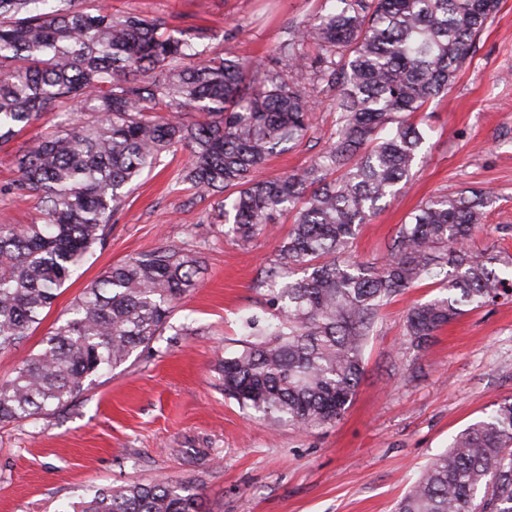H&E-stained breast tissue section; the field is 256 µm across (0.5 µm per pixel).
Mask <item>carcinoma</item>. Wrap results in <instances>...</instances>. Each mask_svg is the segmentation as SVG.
<instances>
[{"label":"carcinoma","instance_id":"carcinoma-1","mask_svg":"<svg viewBox=\"0 0 512 512\" xmlns=\"http://www.w3.org/2000/svg\"><path fill=\"white\" fill-rule=\"evenodd\" d=\"M38 1L46 11L32 8ZM499 0H334L286 32L267 65L227 49L209 56L158 19L72 0H0V144L62 117L17 161L8 186L38 196L43 223L0 225V350L41 323L58 291L104 243L112 216L161 154L187 148L181 181L222 200L243 242L294 212L258 287L277 323L247 325L218 359L224 394L273 425L337 421L364 371L379 311L412 285L443 277L446 294L409 309V344L425 347L468 306L512 298V278L471 243L488 197H430L400 225L386 258L351 253L360 225L413 177L425 142L414 116L448 91ZM321 51L311 62L303 47ZM336 91V140L302 172L256 173L310 130L311 86ZM161 246L84 289L38 353L0 380V426L67 407L163 332L199 272ZM453 272H448V268ZM303 272L293 277L295 270ZM73 512H202L185 484L131 482L80 498ZM395 512H512V397L458 433Z\"/></svg>","mask_w":512,"mask_h":512}]
</instances>
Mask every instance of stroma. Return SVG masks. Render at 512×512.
Instances as JSON below:
<instances>
[{
  "label": "stroma",
  "instance_id": "1",
  "mask_svg": "<svg viewBox=\"0 0 512 512\" xmlns=\"http://www.w3.org/2000/svg\"><path fill=\"white\" fill-rule=\"evenodd\" d=\"M125 12L204 33L211 53L232 49L267 64L286 31L323 0H111ZM333 91L311 93L307 136L274 156L264 175L300 172L333 137ZM416 119L429 136L409 187L383 203L354 243L364 261L383 260L398 227L428 197L472 189L493 202L472 249L503 271L512 257V0L476 37L455 84ZM48 127L39 120L0 146V224H30L37 196L7 193L16 160ZM182 149L161 158L112 219L103 246L60 289L42 321L15 349L0 352L12 377L83 289L113 264L162 245L200 261L196 285L161 336L55 413L0 428V512H68L86 490L172 480L195 488L203 512H394L432 458L512 396V300L467 308L424 349L404 336L408 308L441 295L436 279L406 289L379 314L350 406L333 424L269 426L224 395L216 359L235 348L244 318L274 322L257 288L261 270L293 222L248 244L218 217V199L182 183Z\"/></svg>",
  "mask_w": 512,
  "mask_h": 512
}]
</instances>
